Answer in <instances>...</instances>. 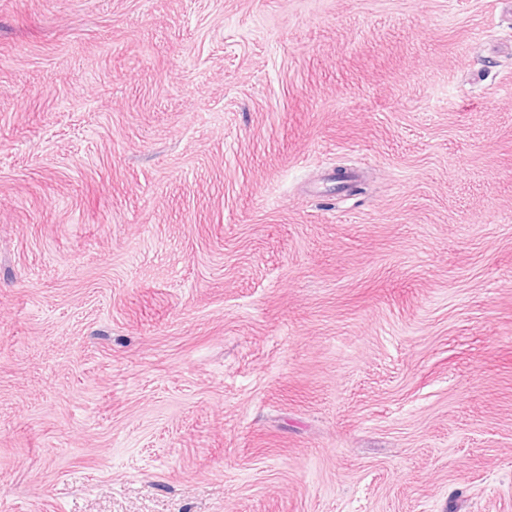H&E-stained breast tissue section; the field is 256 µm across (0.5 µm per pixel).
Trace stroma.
<instances>
[{
  "mask_svg": "<svg viewBox=\"0 0 512 512\" xmlns=\"http://www.w3.org/2000/svg\"><path fill=\"white\" fill-rule=\"evenodd\" d=\"M0 512H512V0H0Z\"/></svg>",
  "mask_w": 512,
  "mask_h": 512,
  "instance_id": "1",
  "label": "stroma"
}]
</instances>
